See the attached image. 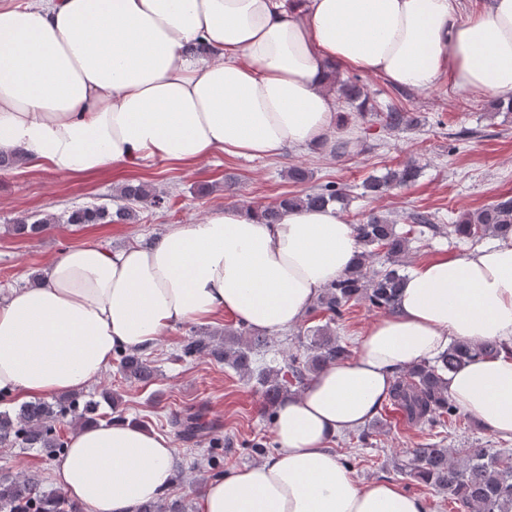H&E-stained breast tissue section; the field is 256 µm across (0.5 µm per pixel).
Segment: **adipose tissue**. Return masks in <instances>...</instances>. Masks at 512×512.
Returning <instances> with one entry per match:
<instances>
[{
    "mask_svg": "<svg viewBox=\"0 0 512 512\" xmlns=\"http://www.w3.org/2000/svg\"><path fill=\"white\" fill-rule=\"evenodd\" d=\"M423 91L512 95V0H34L0 6V151L71 173L333 144L331 71ZM359 251L333 207L267 223L228 205L147 246L62 252L39 285L0 292V395L77 392L116 347L229 315L274 334L300 322ZM512 341V240L417 263L396 313L356 355L278 406L267 459L210 480L199 512H429L393 482L359 483L328 449L390 396L394 375L458 341ZM457 408L512 439V357L449 374ZM171 438L126 419L76 428L51 468L84 512H136L168 490Z\"/></svg>",
    "mask_w": 512,
    "mask_h": 512,
    "instance_id": "obj_1",
    "label": "adipose tissue"
}]
</instances>
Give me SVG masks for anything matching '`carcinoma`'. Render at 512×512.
I'll return each instance as SVG.
<instances>
[{"mask_svg":"<svg viewBox=\"0 0 512 512\" xmlns=\"http://www.w3.org/2000/svg\"><path fill=\"white\" fill-rule=\"evenodd\" d=\"M341 97L358 114L366 113L368 97L363 87L350 79L336 78ZM378 121L389 130L415 126L418 120L413 114L393 106L378 115ZM419 169L408 163L391 170L381 177L365 182L364 189L379 195L391 189L412 183ZM124 204L112 211L104 206H84L65 212L61 216L45 214L32 222L15 225L19 234L36 235L52 224H127L138 219L137 205L148 202L164 208L168 198L154 192L144 182H130L118 187ZM343 188L328 182L303 195L280 199L262 208L265 219L277 222L282 212L295 208H323L344 201ZM360 254L353 266L337 281L323 289L313 305L326 317V322L311 330L304 350L288 355L282 366L263 365L253 368L254 357L269 348L268 337L252 333L245 324L224 330V335L199 333L189 336L181 347V356L189 359L209 357L224 362L239 373L257 375L263 388L265 413L273 419L280 401L295 395L309 376L325 366L345 359L348 346L336 336L333 325L344 320L350 303H364L373 310L392 313L406 279L404 259L411 247L409 233L399 232L396 224L374 213L361 224L353 225ZM448 233L459 238L479 240L487 235L512 237V197L502 196L480 210L466 213L454 224L448 225ZM384 258V266L372 268L373 260ZM511 355L512 345L489 340L481 344L458 342L432 361H425L399 372L390 395L412 423H425L430 427L453 421L457 407L447 394L448 373L465 365L476 357ZM116 361L125 378L148 383L156 369L147 357L140 353L118 349ZM100 401L93 398L80 400L71 395L53 403L36 401L22 405L14 414L0 413V445H18L35 448L46 457H56L65 452L67 440L61 426H75L93 422L99 416ZM200 414L187 411L173 419V425L187 440L202 436L204 427L199 423ZM410 475L459 504L461 512H512V453L491 448H455L434 446L415 448L409 463ZM0 512H80L63 497L42 490L36 474L0 475ZM137 512H186V506L178 501L163 500L142 503Z\"/></svg>","mask_w":512,"mask_h":512,"instance_id":"1","label":"carcinoma"}]
</instances>
